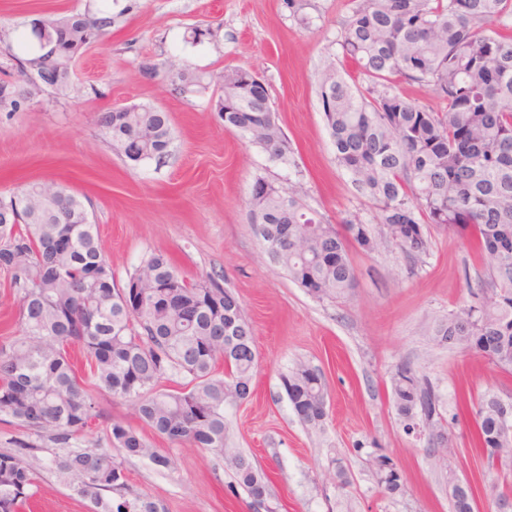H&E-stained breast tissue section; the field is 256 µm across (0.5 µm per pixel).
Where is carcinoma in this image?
Listing matches in <instances>:
<instances>
[{"label": "carcinoma", "mask_w": 512, "mask_h": 512, "mask_svg": "<svg viewBox=\"0 0 512 512\" xmlns=\"http://www.w3.org/2000/svg\"><path fill=\"white\" fill-rule=\"evenodd\" d=\"M55 50L32 76L28 62L37 37L13 53L0 29V50L17 72L0 83V112L19 111L43 89L57 98L75 91L76 58L112 27L107 6L52 17ZM364 85L349 82L336 65L318 73V94L336 164L356 194L378 212L384 238L417 261L429 249L426 224L460 228L484 262L487 281L473 302L448 312L434 335L451 347L475 349L488 363L512 371V0H351L337 40ZM222 75L188 66L167 68L172 94H201ZM214 111L224 128L261 148L269 160L289 161L271 100L248 92L252 72L223 75ZM428 89L432 102L406 97L400 84ZM96 123L112 149L133 164L164 163L173 144L170 113L151 104L115 106ZM248 206L275 263L314 298L336 301L356 284L349 245L369 252L381 240L353 214L344 231L306 209L296 183L283 187L255 177ZM296 243H285L283 229ZM0 274L17 303L20 335L0 344V421L49 438L59 450L20 440L0 452V512H21L47 471L87 502L89 512H167L160 499L131 491L125 461L146 458L170 469L174 459L153 448L133 426L114 420L110 447L84 448V429L101 417L97 395L133 404L137 418L173 443H188L227 463L230 491L252 497L268 488L252 456L227 447L224 410L246 400L257 358L254 331L240 300L214 278L192 280L167 255L154 252L129 280L146 284L129 306L99 245L84 203L67 189L30 182L0 195ZM238 311L236 345L224 357V312ZM78 345L89 367L78 378L69 348ZM321 371L295 364L282 386L301 422L319 428L327 397ZM392 396L404 430L414 423L442 432L447 420L431 378L401 363ZM475 448L495 447L497 426L512 415V397L489 390L471 409ZM385 492L405 490L403 475H378Z\"/></svg>", "instance_id": "cac0c4a2"}]
</instances>
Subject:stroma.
Wrapping results in <instances>:
<instances>
[{"label": "stroma", "mask_w": 512, "mask_h": 512, "mask_svg": "<svg viewBox=\"0 0 512 512\" xmlns=\"http://www.w3.org/2000/svg\"><path fill=\"white\" fill-rule=\"evenodd\" d=\"M87 0H0V27L18 38L20 22L84 8ZM350 0H114V23L77 61L67 98L37 96L23 111L0 112V195L24 182L54 181L79 196L99 228L117 282L150 253H167L190 279L211 275L238 296L251 321L259 356L253 394L228 407L227 442L265 469L274 512H451L448 474L478 476L482 459L470 446V404L487 389L512 396V374L477 352L439 342L437 318L468 304L485 267L456 228L429 226L430 247L412 261L394 244L379 252L350 248L357 270L348 298L319 301L267 255L250 221L253 179L302 184V201L342 227L358 214L379 231L375 207L359 198L337 166L318 96L317 74L337 54L336 38ZM200 37H193V30ZM204 73L241 66L269 87L294 153L269 161L261 149L225 129L208 95H172L140 70L143 59ZM154 104L170 112L172 156L166 164L126 162L102 136L98 113L116 105ZM303 361L320 368L329 415L322 429L300 421L281 376ZM407 363L430 376L457 450L453 470L439 466L427 439L406 433L392 401L391 377ZM102 416L81 445L107 447L112 421L135 423L131 403L103 394ZM170 452L173 468L133 458L129 483L163 500L168 512H251L234 494L227 466L200 449L149 435ZM392 458L405 482L391 497L378 483L372 457ZM347 470L339 485L336 463Z\"/></svg>", "instance_id": "obj_1"}]
</instances>
